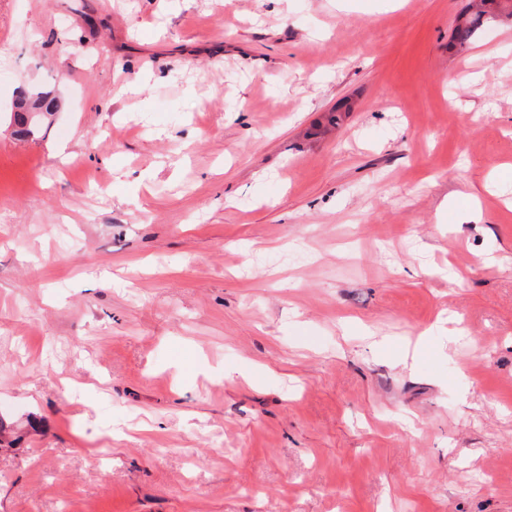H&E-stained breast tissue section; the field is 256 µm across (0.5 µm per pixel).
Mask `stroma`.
<instances>
[{
  "label": "stroma",
  "mask_w": 512,
  "mask_h": 512,
  "mask_svg": "<svg viewBox=\"0 0 512 512\" xmlns=\"http://www.w3.org/2000/svg\"><path fill=\"white\" fill-rule=\"evenodd\" d=\"M469 3L0 0V512H512V19L459 48ZM18 100V106L22 112H16L15 125L17 129L14 131L17 135L30 137L34 136L41 126L55 111L56 105L51 94L44 91L33 90L26 92ZM36 113L35 117L28 121L27 115Z\"/></svg>",
  "instance_id": "1"
}]
</instances>
